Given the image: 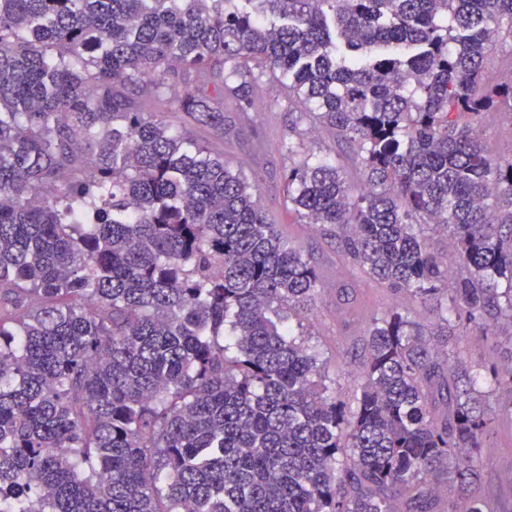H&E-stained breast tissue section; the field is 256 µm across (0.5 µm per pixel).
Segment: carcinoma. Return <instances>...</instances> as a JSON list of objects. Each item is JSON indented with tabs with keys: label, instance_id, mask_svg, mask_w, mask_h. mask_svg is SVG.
<instances>
[{
	"label": "carcinoma",
	"instance_id": "obj_1",
	"mask_svg": "<svg viewBox=\"0 0 512 512\" xmlns=\"http://www.w3.org/2000/svg\"><path fill=\"white\" fill-rule=\"evenodd\" d=\"M509 41L512 0H0V512H484L478 385L511 418L512 362L472 376L448 337L512 324V158L477 136ZM265 78L288 205L442 325L374 319L353 410L285 325L312 256L175 121L222 138ZM510 44L498 43L493 47L492 66L486 72L487 84L495 83L504 73L510 70ZM304 148L307 153L318 158H326L341 165L349 179L357 184L359 173L352 163L354 152L345 142H338L324 130H307L304 138Z\"/></svg>",
	"mask_w": 512,
	"mask_h": 512
}]
</instances>
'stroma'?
Segmentation results:
<instances>
[{"mask_svg": "<svg viewBox=\"0 0 512 512\" xmlns=\"http://www.w3.org/2000/svg\"><path fill=\"white\" fill-rule=\"evenodd\" d=\"M294 116L289 112L285 92L280 85L263 81L255 92L251 118L237 124L236 134L214 140L213 147L233 165L260 184L261 204L271 223L277 224L284 238L299 244L315 258L319 266L321 291L308 316H294L291 328H302L309 345L320 355V369L332 395L344 405H354L360 384L362 348L375 318L393 307L410 309L425 323H433L432 315L421 305L397 295L375 280L353 270L339 252L333 235L321 227L303 223L289 209L282 186L280 142ZM306 152L341 165L349 179L358 180L349 145L323 130L306 131ZM512 341V324L502 323L496 335H469L452 340V349L471 370L486 371L507 359L506 346ZM490 448L479 461L480 481L476 493L488 512H512V418L495 422Z\"/></svg>", "mask_w": 512, "mask_h": 512, "instance_id": "1", "label": "stroma"}]
</instances>
